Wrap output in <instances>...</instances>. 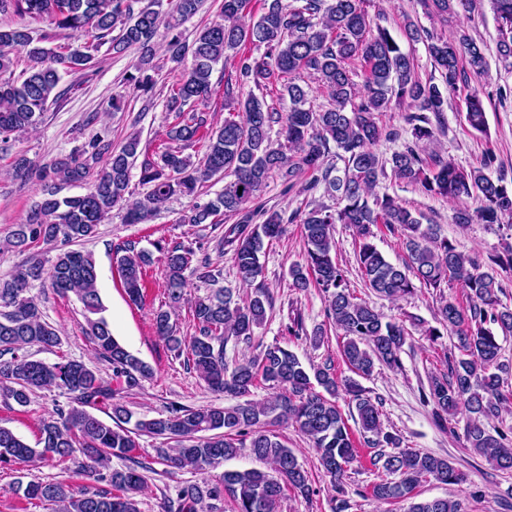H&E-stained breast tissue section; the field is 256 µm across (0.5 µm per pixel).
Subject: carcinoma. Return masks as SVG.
<instances>
[{"instance_id":"carcinoma-1","label":"carcinoma","mask_w":512,"mask_h":512,"mask_svg":"<svg viewBox=\"0 0 512 512\" xmlns=\"http://www.w3.org/2000/svg\"><path fill=\"white\" fill-rule=\"evenodd\" d=\"M140 0H0V16L28 17L47 21L59 32L88 41L46 47V34L36 41L26 28H0V140L35 128L49 106L67 90L60 88L63 76L93 69L98 53L106 49L122 54L128 48L140 51L134 71L124 81L134 90L153 96L155 42L164 30L167 61L181 65L192 58L182 80L169 90L166 109L176 122L168 131L175 146L160 154L161 163L150 158L138 161L140 138L132 136L120 147L94 135L77 147L69 160L46 166L38 177L44 182L41 199L8 238L6 246L19 252L39 245L56 251L50 266L30 258L16 267L10 278L0 281V396L26 407L38 389L56 388L68 395L41 421L39 438L32 447L11 429L0 426V469L22 463H46L68 471L67 463L83 457L85 472L102 487L90 490L65 480L30 481L23 495L48 502L54 512H140L137 494L147 486L146 474L185 471L204 475L229 460L243 448L273 472L251 468L226 470L200 482L176 486L175 495L164 497L160 512H215L224 495L236 502L237 512H278L285 489L307 497L314 492L310 472L295 453L282 443L271 426L292 422L312 442L323 475L333 485L342 483L356 450L350 431L336 407L339 387L352 397L367 443L377 449L373 465L385 478L371 486L379 501H409L407 512H460L459 503L442 498L420 499L417 489L433 480L459 484L464 476L447 458L402 447L398 434L383 428L377 403L359 384H339L330 364L308 372L298 356L272 344L257 355L230 368L224 362L229 340L251 343L271 306L268 291L259 286L247 300L238 301L218 286L223 269L208 258L191 266L194 251L181 242L158 244L164 255L166 308L154 313L157 336L175 354L187 352L188 362L214 392L237 400L228 406L198 408L170 404L167 414L132 420V412L116 399L119 391L132 390L152 378L153 369L133 355L110 330L102 313L105 307L97 288V270L92 255L77 245L96 236L98 226L111 217L115 207L125 209L123 223L144 224L159 206L173 196L194 197L198 188L215 176H224V189L204 204L184 212L181 224H218V217L236 216L225 227L224 245L241 279L255 282L262 274L260 253L264 242L280 239L287 225L300 223L305 262L289 268L294 288L315 286L327 297V316L344 332L342 357L359 376H369L375 365L398 368L406 341L404 324L386 319L368 303L350 292L344 270L336 261L334 225L352 228L359 269L365 285L374 293L396 299L416 292L417 286L439 288L461 285L466 303L445 300L438 309L439 327L428 329L436 341L443 334L457 339L459 357L448 360V372L433 377L426 399L434 406L438 425L450 431L451 419L465 420V446L493 467L512 471V428L487 427L502 409L512 404V386L502 374L509 366L501 362L499 335H512V308L501 303L500 273L512 271V244L490 258L487 269L458 252L440 235L436 224L421 218L399 200L379 196L375 187L390 173L394 178L418 184L433 196L463 203L456 223L479 222L493 226L512 220V185L482 169H464L450 160L421 156L420 144L434 136L432 119H440L447 99L434 83L416 75L413 58L403 52L391 33L372 26L366 0H262V13L244 23L241 18L251 0H222L220 20L196 32L192 42L180 27L195 16L204 0H163L137 7ZM498 26L500 57L512 60V0H491ZM477 0H428L430 14L443 21L476 8ZM404 36L422 41L445 88L454 91L468 85V73L481 75L486 59L480 45L465 34L444 39L410 21ZM262 49L254 56L246 47ZM26 52L30 66L14 75V53ZM358 61L361 72L351 68ZM232 66L235 79H227L224 96L233 94V83L251 82L265 87L279 84L280 98L290 102L285 115L252 93L237 102V116L224 118L218 129L209 127L207 113L199 102L212 93L214 65ZM307 73L327 93L330 104L316 110L309 102V89L297 83ZM362 77L357 83L355 77ZM396 99L411 107L406 122L412 140L388 159H381L375 145L389 133L378 124L377 112ZM465 120L480 133L487 132L485 108L478 93L466 95ZM279 124L281 140L270 137ZM206 140V152L194 163L182 148ZM343 168L329 163L331 148ZM140 168L139 184L148 191L132 199V171ZM301 173L311 176L309 185L324 183L336 194L337 206H316L307 211L266 210L257 205L267 179L280 176L285 188L294 186ZM85 184L77 196L58 197L56 182ZM386 229L402 236L407 259L403 266L389 262L374 239ZM150 256L129 243L115 254L114 263L130 300L144 298V269ZM196 277L210 291L191 305L195 334L177 335L171 311L185 301L187 278ZM49 283L58 294H73L83 305L85 333L94 344L97 358L112 368L118 387L104 380L82 361L63 359L46 363L29 353L32 347L51 351L61 344L54 327L44 319L30 291L35 284ZM264 382L282 393L266 403L249 399L252 389ZM321 387L322 391L315 390ZM246 401L239 402V399ZM109 406L104 420L92 410ZM133 423L128 428L126 424ZM163 440L150 459L136 457V437ZM126 462L115 468L112 459Z\"/></svg>"}]
</instances>
